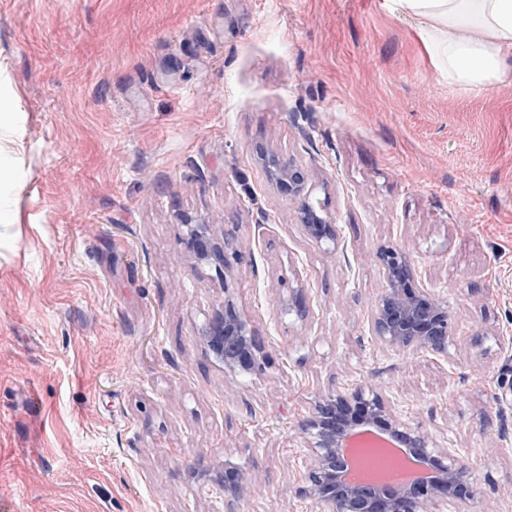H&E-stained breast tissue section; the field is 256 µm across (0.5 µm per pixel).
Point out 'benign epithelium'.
<instances>
[{
  "label": "benign epithelium",
  "mask_w": 512,
  "mask_h": 512,
  "mask_svg": "<svg viewBox=\"0 0 512 512\" xmlns=\"http://www.w3.org/2000/svg\"><path fill=\"white\" fill-rule=\"evenodd\" d=\"M276 188L301 201L299 221L315 243L333 249L339 246L337 225L321 203L310 200L304 170L264 156ZM185 254L194 269L209 267L224 285V305L203 324L199 338L205 353L224 365L230 376L250 375L266 368L265 345L229 293L234 266L243 259L237 225L217 231L202 216H185ZM385 288L371 313L369 328L385 348L405 353L423 351L448 355L453 325L448 304L431 289L418 284L410 255L396 246H385L376 254ZM307 448L299 471L297 493L318 501L322 512H444L450 502L471 503L476 499L469 475L454 451L440 446L429 432L414 428L395 412L390 397L371 383H354L343 392L321 397L314 410L297 421ZM387 439L418 458L432 473L426 482L392 485L387 482H353L346 479L352 459L346 456L347 441L369 434ZM211 481L224 494V512L249 483V474L224 465L215 469Z\"/></svg>",
  "instance_id": "obj_1"
}]
</instances>
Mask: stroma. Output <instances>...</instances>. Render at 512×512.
<instances>
[{
  "instance_id": "obj_1",
  "label": "stroma",
  "mask_w": 512,
  "mask_h": 512,
  "mask_svg": "<svg viewBox=\"0 0 512 512\" xmlns=\"http://www.w3.org/2000/svg\"><path fill=\"white\" fill-rule=\"evenodd\" d=\"M0 118V512H224L201 473L225 463L251 476L236 512H320L295 424L361 380L512 512V86L449 82L386 0H0ZM182 212L236 225L231 289L186 261ZM385 246L447 301V358L369 335ZM228 295L264 372L196 340ZM263 157L262 160L270 167L269 176L276 188L282 193L300 199L299 221L305 234L317 244H324L333 250L338 248L337 224L331 221L320 202L315 204L310 200L305 171L281 161L273 154Z\"/></svg>"
}]
</instances>
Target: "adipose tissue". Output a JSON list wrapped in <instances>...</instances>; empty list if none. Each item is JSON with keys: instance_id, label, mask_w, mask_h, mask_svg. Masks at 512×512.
<instances>
[{"instance_id": "1", "label": "adipose tissue", "mask_w": 512, "mask_h": 512, "mask_svg": "<svg viewBox=\"0 0 512 512\" xmlns=\"http://www.w3.org/2000/svg\"><path fill=\"white\" fill-rule=\"evenodd\" d=\"M420 19L429 51L449 79L473 89L504 84L512 53V0H390Z\"/></svg>"}]
</instances>
